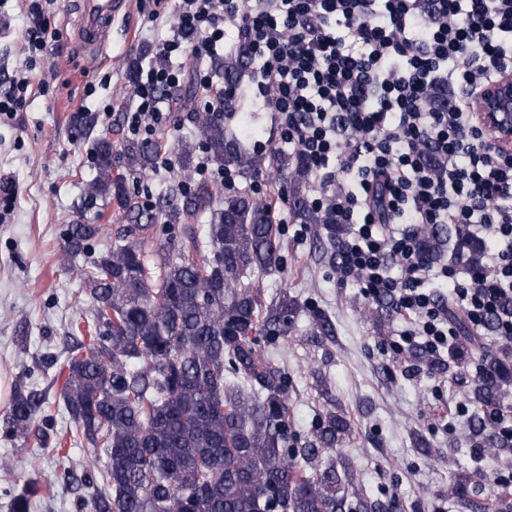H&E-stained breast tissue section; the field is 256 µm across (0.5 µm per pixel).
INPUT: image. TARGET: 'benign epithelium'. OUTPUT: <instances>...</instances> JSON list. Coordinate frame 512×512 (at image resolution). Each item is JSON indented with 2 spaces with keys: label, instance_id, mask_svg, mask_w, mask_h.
<instances>
[{
  "label": "benign epithelium",
  "instance_id": "obj_1",
  "mask_svg": "<svg viewBox=\"0 0 512 512\" xmlns=\"http://www.w3.org/2000/svg\"><path fill=\"white\" fill-rule=\"evenodd\" d=\"M474 115L500 148L512 152V71L478 94Z\"/></svg>",
  "mask_w": 512,
  "mask_h": 512
}]
</instances>
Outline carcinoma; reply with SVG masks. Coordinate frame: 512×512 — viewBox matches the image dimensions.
<instances>
[{
	"label": "carcinoma",
	"instance_id": "carcinoma-1",
	"mask_svg": "<svg viewBox=\"0 0 512 512\" xmlns=\"http://www.w3.org/2000/svg\"><path fill=\"white\" fill-rule=\"evenodd\" d=\"M210 67L230 89L241 87L254 70L244 46L213 57ZM195 121L216 168L252 174L264 166L266 158L246 151L215 113L198 112ZM195 149L190 138L178 144L182 168L191 169ZM161 150L156 141L125 145L130 165L142 171L155 167ZM93 157L97 177L89 199L110 202L123 192V180L112 176L109 138L93 141ZM271 160L293 179L295 218L314 226L316 242L336 267V225L309 205L303 160L293 155L291 170L287 157L274 153ZM191 195L189 207H159L165 224L181 226L177 249L153 248L152 205L132 213L137 238L105 249L96 248L104 224H69L63 233V264L83 259L89 316L86 339L63 363L59 400L98 473L93 512H345L355 478L338 471L334 454L348 423L328 410L308 446L288 447L285 380L257 348L260 335L286 334L288 317L298 310L286 292L262 307L252 283L280 262L272 201L244 191L227 192L216 204L206 183ZM198 212L209 213L201 236L191 225ZM416 231L433 257L452 236L439 225ZM511 382L508 356L491 359L477 378L475 399L494 406ZM44 400L40 390H17L4 433L26 440L35 432L49 441L55 432L51 415L33 428ZM477 437V447L490 454L512 447V439L484 419ZM40 491L37 481H26L11 512H30Z\"/></svg>",
	"mask_w": 512,
	"mask_h": 512
}]
</instances>
